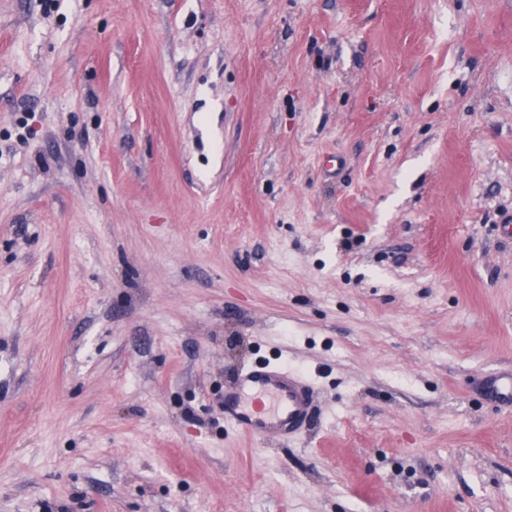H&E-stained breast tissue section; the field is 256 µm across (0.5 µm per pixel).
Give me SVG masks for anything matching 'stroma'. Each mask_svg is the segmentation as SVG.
<instances>
[{"mask_svg": "<svg viewBox=\"0 0 512 512\" xmlns=\"http://www.w3.org/2000/svg\"><path fill=\"white\" fill-rule=\"evenodd\" d=\"M510 220L512 0H0V512H512ZM314 407L306 379L268 362L244 369L224 393V420L259 439L296 436Z\"/></svg>", "mask_w": 512, "mask_h": 512, "instance_id": "1", "label": "stroma"}]
</instances>
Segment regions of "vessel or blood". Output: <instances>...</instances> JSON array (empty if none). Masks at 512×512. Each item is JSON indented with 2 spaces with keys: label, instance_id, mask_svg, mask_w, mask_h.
<instances>
[{
  "label": "vessel or blood",
  "instance_id": "vessel-or-blood-1",
  "mask_svg": "<svg viewBox=\"0 0 512 512\" xmlns=\"http://www.w3.org/2000/svg\"><path fill=\"white\" fill-rule=\"evenodd\" d=\"M313 411L312 385L280 364L244 369L224 393L225 421L260 439L296 436Z\"/></svg>",
  "mask_w": 512,
  "mask_h": 512
}]
</instances>
